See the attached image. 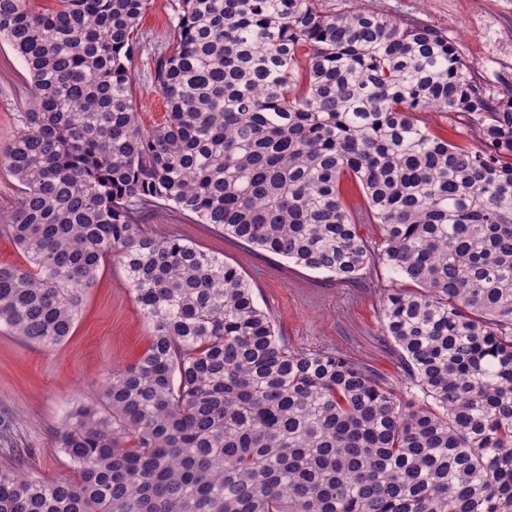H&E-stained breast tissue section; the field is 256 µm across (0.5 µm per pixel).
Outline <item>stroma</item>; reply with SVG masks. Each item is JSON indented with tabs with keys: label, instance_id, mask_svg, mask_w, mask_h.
<instances>
[{
	"label": "stroma",
	"instance_id": "1",
	"mask_svg": "<svg viewBox=\"0 0 512 512\" xmlns=\"http://www.w3.org/2000/svg\"><path fill=\"white\" fill-rule=\"evenodd\" d=\"M493 0H314L325 14L361 9L405 26L445 32L471 75L495 98L512 95V66H487L479 48L449 26L455 11L487 10ZM175 0H150L141 22L144 42L129 66L133 108L140 124L153 129L166 118V104L153 80L154 62L168 49L177 20ZM31 93L23 61L0 40V150L20 129ZM146 231L170 234L224 257L251 283L257 304L268 310L277 331L292 346L340 350L380 370L395 385L405 372L379 318L380 301L403 280L375 264L356 284H342L210 232L175 211L152 215ZM151 343V329L134 301L120 264L105 265L84 296L72 336L52 348L23 342L0 326V416L13 428L0 435V467L19 469L45 481L73 480L77 472L58 448L55 432L80 404L101 405V392L113 370L137 361Z\"/></svg>",
	"mask_w": 512,
	"mask_h": 512
}]
</instances>
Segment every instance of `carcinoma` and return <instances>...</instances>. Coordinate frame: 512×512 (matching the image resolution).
Here are the masks:
<instances>
[{"mask_svg":"<svg viewBox=\"0 0 512 512\" xmlns=\"http://www.w3.org/2000/svg\"><path fill=\"white\" fill-rule=\"evenodd\" d=\"M312 2L177 0L168 117L146 131L128 63L150 0H0L33 98L0 152L18 183L0 234L29 263L0 264V324L61 344L115 257L152 329L107 412L55 433L79 479L0 469V512H512V99L433 28ZM417 112L466 117L473 141ZM168 207L342 283L375 257L411 283L380 304L410 399L293 348L237 268L146 232Z\"/></svg>","mask_w":512,"mask_h":512,"instance_id":"cac0c4a2","label":"carcinoma"}]
</instances>
